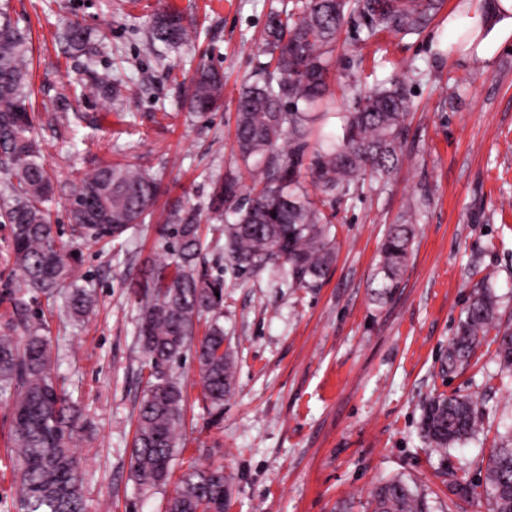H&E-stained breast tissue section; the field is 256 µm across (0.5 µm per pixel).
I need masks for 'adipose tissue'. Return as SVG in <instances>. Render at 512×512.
<instances>
[{"label":"adipose tissue","instance_id":"obj_1","mask_svg":"<svg viewBox=\"0 0 512 512\" xmlns=\"http://www.w3.org/2000/svg\"><path fill=\"white\" fill-rule=\"evenodd\" d=\"M434 42L449 56L479 66L491 63L512 46V0H456Z\"/></svg>","mask_w":512,"mask_h":512}]
</instances>
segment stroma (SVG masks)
I'll return each mask as SVG.
<instances>
[{
  "label": "stroma",
  "instance_id": "1",
  "mask_svg": "<svg viewBox=\"0 0 512 512\" xmlns=\"http://www.w3.org/2000/svg\"><path fill=\"white\" fill-rule=\"evenodd\" d=\"M291 0H11L32 32L34 122L54 191L48 203L60 239L77 252L96 306L67 311L58 289L45 311L54 373L84 408L77 448L86 512H165L192 466L223 464L231 478L225 512H371L379 480L402 476L429 512H491L486 498L457 496L453 482L483 478L491 448L512 424V380L498 374L484 336L469 365L445 375L442 357L468 299L489 280L502 316L512 315V48L490 65L434 57L431 31L357 39L349 22L331 69L337 106L354 80L399 76L414 103L405 156L386 185L361 180L335 206L336 262L315 288H287L270 272L241 281L224 274V236L206 224L201 260L223 274L224 332L236 358V385L223 409L203 398L198 365L186 355L175 376L185 396V434L165 484L143 491L128 448L146 385L137 339L136 296L169 244L159 231L174 204L207 205L234 145V100L260 60L271 10ZM170 6L188 38L178 49L149 47L146 23ZM79 20L108 48L97 68L128 77L114 105L72 101L80 115L55 121L68 81L87 80L84 58L65 54L54 34ZM224 74V106L191 112L184 81L199 65ZM132 163L160 178L151 221L136 225L128 249L83 241L68 220L70 184L99 167ZM417 213V234L393 299L377 300L372 280L389 225ZM478 397L486 408L472 438L440 457L419 433L422 406L438 394Z\"/></svg>",
  "mask_w": 512,
  "mask_h": 512
}]
</instances>
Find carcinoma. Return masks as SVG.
I'll use <instances>...</instances> for the list:
<instances>
[{
	"label": "carcinoma",
	"mask_w": 512,
	"mask_h": 512,
	"mask_svg": "<svg viewBox=\"0 0 512 512\" xmlns=\"http://www.w3.org/2000/svg\"><path fill=\"white\" fill-rule=\"evenodd\" d=\"M444 0H296L291 10L268 14L259 52L269 57L240 90L235 104V171L214 184L207 209L179 206L170 212L168 258L155 269L138 297L137 336L148 370L138 403L129 467L144 491L162 485L185 426L183 392L174 369L186 351L194 352L205 400L224 407L234 390L236 366L224 345L220 317L224 278L198 267L204 250L203 213L219 219L233 208L234 222L224 225V270L242 280L262 270L290 288L316 286L336 259V232L325 201L342 202L365 171L380 182L402 165V145L412 103L403 83L392 80L364 87L345 112H333L329 85L332 53L343 26L356 15L364 21V40L380 31L403 37L423 33ZM150 45L168 48L187 36L174 11L149 22ZM69 53H90L88 35L76 20L59 29ZM31 35L0 4V174L6 203L0 217L10 225L6 261L13 262L21 283L12 289L14 320L0 327V402L11 406L7 455L18 473L15 512H85L82 466L76 455L83 410L57 384L42 303L62 284L72 287L68 306L77 316L90 313L93 294L78 285L71 253L57 242L45 203L53 191L42 141L34 131L29 84ZM83 95L120 101L127 88L104 69L91 70ZM191 111L204 114L224 106V78L199 67L185 89ZM334 115L342 134L324 131L317 118ZM323 199H314L301 181V169ZM261 171L241 194L242 172ZM160 192L158 181L140 167L112 163L73 184L69 206L75 231L85 239L119 242L151 216ZM415 236L407 214L389 226L373 278L379 301L393 298ZM213 315L204 336L195 339L203 314ZM497 325V357L512 374V319L499 320L494 297L479 286L471 296L448 344L443 370L467 366L492 325ZM483 413L468 395L438 394L423 405L421 437L436 452L470 438ZM492 503V512H512V429L492 449L484 482L457 483L453 492L476 493ZM230 493L224 465L211 463L185 473L168 499L167 512H224ZM372 512H424L419 496L401 477L372 491Z\"/></svg>",
	"instance_id": "1"
}]
</instances>
